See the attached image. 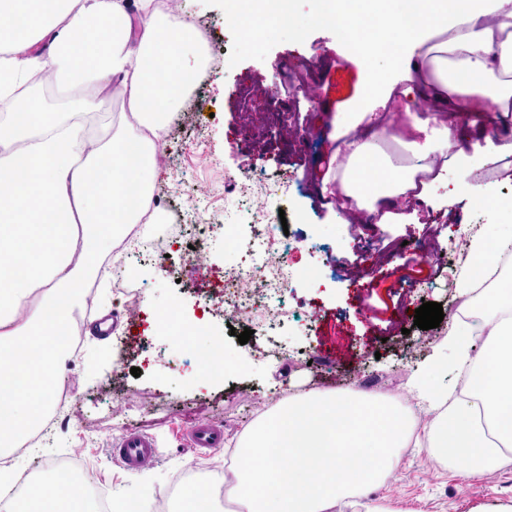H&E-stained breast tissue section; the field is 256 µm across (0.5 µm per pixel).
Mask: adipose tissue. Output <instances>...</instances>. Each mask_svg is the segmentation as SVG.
<instances>
[{"instance_id":"adipose-tissue-1","label":"adipose tissue","mask_w":512,"mask_h":512,"mask_svg":"<svg viewBox=\"0 0 512 512\" xmlns=\"http://www.w3.org/2000/svg\"><path fill=\"white\" fill-rule=\"evenodd\" d=\"M295 0H247L234 18L243 35L289 15ZM0 456L38 429L62 389L73 310L101 257L134 224H159L153 190L159 147L204 54L193 22L162 14L155 0H0ZM317 25L347 35L361 61L363 105L334 119L330 164L336 207L365 209L377 223L408 224L449 169L469 162L461 118L478 123V100L512 115V0H317ZM54 78L61 101L32 94ZM127 120L90 140L111 95ZM424 99L425 116L410 109ZM413 161L384 148L390 112ZM460 286L478 299L500 247L467 245ZM479 324L454 319L448 345L465 370L460 396L425 425V453L469 475L512 457V279L493 290ZM410 427L399 398L301 395L255 424L239 445L228 494L243 512H336L397 468ZM84 492L57 473L27 482L0 512H85Z\"/></svg>"}]
</instances>
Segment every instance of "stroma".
<instances>
[{
	"label": "stroma",
	"mask_w": 512,
	"mask_h": 512,
	"mask_svg": "<svg viewBox=\"0 0 512 512\" xmlns=\"http://www.w3.org/2000/svg\"><path fill=\"white\" fill-rule=\"evenodd\" d=\"M314 9L313 0H298L291 24L274 25L248 42L233 24L227 0H172L175 14L210 32L217 63L183 101L180 124L170 129L159 155L156 186L186 223L217 230L192 265L179 244H169L167 273L143 258L113 256L112 268L125 286L141 293L139 309L129 313L111 281L91 288L79 311L82 325L110 316L112 339L102 345L84 337L79 355L67 360L64 389L71 406L58 416L48 443L20 459L18 480L77 449L86 463L85 488L103 486L112 499L148 503L186 464L203 476L223 467L245 431L274 409L272 393L397 396L425 422L435 413L416 401L412 384L418 375L429 373L438 391L457 390L456 370L429 372L446 347L447 324L416 328L415 311L437 302L451 315L456 285L470 269L469 255L452 250L469 225H480L482 236L512 243V184L490 180L493 204L475 203V174L483 168L476 162L466 173L449 172L419 223H346L322 196L321 179L331 117L354 109L361 72L347 36L315 25ZM310 63L315 98L301 90L284 93L282 83ZM251 164L262 169L253 189L256 201L291 202L286 260L295 280L281 298L280 325L270 333L255 329L243 345L237 339L243 323L212 307L210 298L223 290L229 271L243 263L261 232L245 198L226 186ZM444 258L448 267L436 272L435 260ZM171 308L194 335L195 349L160 327L159 313ZM272 335L287 344V358L268 356ZM216 340L224 344V378L204 384L196 351ZM204 419L223 428V447L192 446L190 433ZM131 431L154 437L157 460L151 467L128 470L115 453ZM366 499L400 512H469L480 503L512 500V461L471 478L461 467L408 447Z\"/></svg>",
	"instance_id": "1"
}]
</instances>
